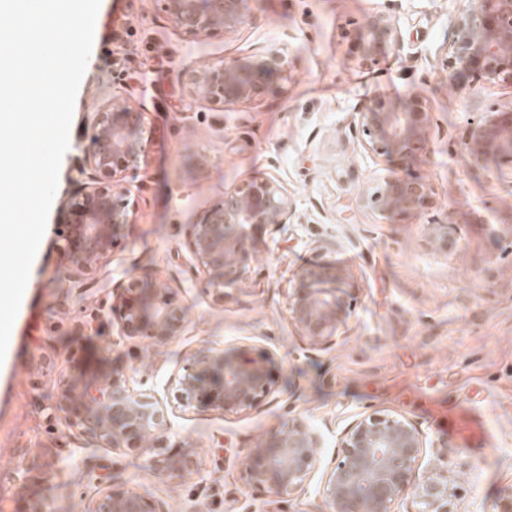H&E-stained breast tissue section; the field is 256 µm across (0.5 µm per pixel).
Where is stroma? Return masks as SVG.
Masks as SVG:
<instances>
[{
    "mask_svg": "<svg viewBox=\"0 0 512 512\" xmlns=\"http://www.w3.org/2000/svg\"><path fill=\"white\" fill-rule=\"evenodd\" d=\"M471 0H245L236 29L193 36L163 0H101L92 54L79 85L59 184L7 354L0 363V512L28 502L50 512H93L110 487L146 495L161 512H328L322 474L344 428L376 410L414 422L448 465L458 512H493L512 494V160H475L464 144L486 112L512 111V87L446 67ZM400 41H380L370 61L358 46L378 17ZM287 48L288 71L267 77L261 97L215 104L193 87L195 70L233 61L259 68ZM423 98L428 149L410 165L397 152L371 155L355 132L365 102ZM120 98L151 130L144 166L124 186L137 203L125 238L92 272L74 278L64 255L65 205L92 148L95 114ZM433 190L422 212L401 217L366 206L392 175ZM271 175L287 187L299 223L269 229L224 299L206 290L184 248L190 224L226 187ZM350 235L333 260L350 272L353 309L331 349L310 348L288 311L296 270L321 253L326 225ZM450 227L447 253L429 242ZM169 288L186 312L165 346L122 336L112 294L128 277ZM267 354L275 383L259 408L227 413L179 407L175 379L210 349ZM120 369L137 392L160 398L171 440L195 452L198 470L161 480L153 451L102 447L69 428L51 406L60 386L78 391ZM437 403L479 416L483 447H460ZM321 437L304 486L284 498L252 487L246 456L292 419Z\"/></svg>",
    "mask_w": 512,
    "mask_h": 512,
    "instance_id": "35a3bbf8",
    "label": "stroma"
}]
</instances>
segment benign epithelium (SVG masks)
<instances>
[{
	"label": "benign epithelium",
	"instance_id": "obj_1",
	"mask_svg": "<svg viewBox=\"0 0 512 512\" xmlns=\"http://www.w3.org/2000/svg\"><path fill=\"white\" fill-rule=\"evenodd\" d=\"M164 9L173 24L190 35L232 30L244 21L242 0H165ZM449 68L461 75L476 71L489 83L512 86V0H474L461 13ZM287 71L286 51L267 52L263 74ZM192 80L205 98L224 105L251 101L265 91L262 74L231 61L195 73ZM430 126L431 112L419 96L410 95L399 106L372 97L359 112L356 132L369 153L383 155L394 147L410 162L425 152ZM95 127L92 150L78 169L82 181L67 229L66 258L77 275L94 268L125 237L134 211L130 190L120 186L117 176L140 167L150 140L144 113L126 101L114 100L96 113ZM465 144L475 159L490 152L512 159V111L490 112L471 123ZM431 197L424 178L396 176L366 204L380 212L418 213ZM298 220L288 188L278 178L248 176L224 189L223 200L189 225L186 248L204 273L205 288L222 299L225 289L242 281L256 235ZM430 242L435 250L448 253V225H433ZM294 277L296 286L288 295L291 320L311 347L328 349L336 343L340 315L352 309L349 292L341 288L350 273L332 260H321L298 268ZM112 298L124 336L166 345L184 329L185 310L167 288L146 303L131 279ZM175 387L176 401L184 407L212 406L238 413L258 407L270 394L271 369L264 356L233 359L212 349L188 360ZM54 410L81 434L115 451L147 445L164 449L148 461V469L158 478H182L196 471L195 455L170 444L169 422L159 399L134 391L120 371L79 393L62 387ZM431 447L425 433L401 415L375 411L355 418L343 431L334 466L323 472L330 512H392L391 504L407 498L415 512H455L448 471L433 465L421 474L415 472ZM319 456L314 430L293 420L249 452L248 480L281 498L303 486ZM94 512L159 510L143 494L111 488L99 498Z\"/></svg>",
	"mask_w": 512,
	"mask_h": 512
}]
</instances>
